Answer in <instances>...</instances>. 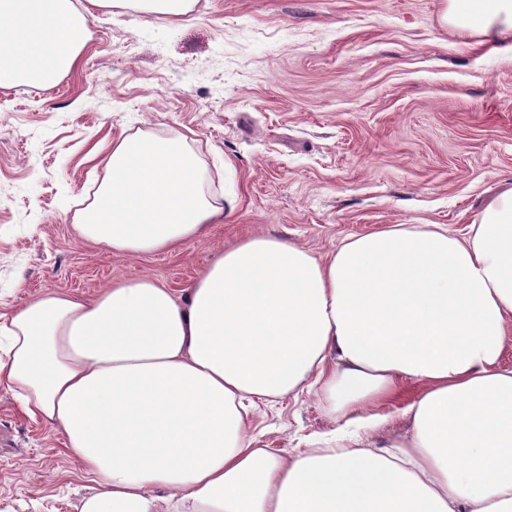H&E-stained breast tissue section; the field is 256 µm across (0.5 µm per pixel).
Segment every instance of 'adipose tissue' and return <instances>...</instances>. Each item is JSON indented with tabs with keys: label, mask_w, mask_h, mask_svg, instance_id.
<instances>
[{
	"label": "adipose tissue",
	"mask_w": 512,
	"mask_h": 512,
	"mask_svg": "<svg viewBox=\"0 0 512 512\" xmlns=\"http://www.w3.org/2000/svg\"><path fill=\"white\" fill-rule=\"evenodd\" d=\"M441 19L512 46V0H446ZM87 17L0 0V82L52 84ZM183 138L112 141L76 230L117 253L170 251L233 212ZM512 187L467 235L395 224L317 257L254 235L186 297L132 276L92 299L46 292L0 315V386L60 429L96 483L80 512H512ZM420 384L410 435L378 403ZM313 392L337 435L274 455L258 402Z\"/></svg>",
	"instance_id": "adipose-tissue-1"
}]
</instances>
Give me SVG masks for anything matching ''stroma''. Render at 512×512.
<instances>
[{"mask_svg":"<svg viewBox=\"0 0 512 512\" xmlns=\"http://www.w3.org/2000/svg\"><path fill=\"white\" fill-rule=\"evenodd\" d=\"M77 64L0 84V314L133 275L185 291L260 232L336 249L390 224L463 234L512 185V50L441 20L444 0H196L171 20L89 7ZM185 137L234 212L170 252L113 253L74 224L114 137ZM337 427L316 397L260 403L280 455ZM93 488L64 436L0 388V512H79Z\"/></svg>","mask_w":512,"mask_h":512,"instance_id":"1","label":"stroma"}]
</instances>
